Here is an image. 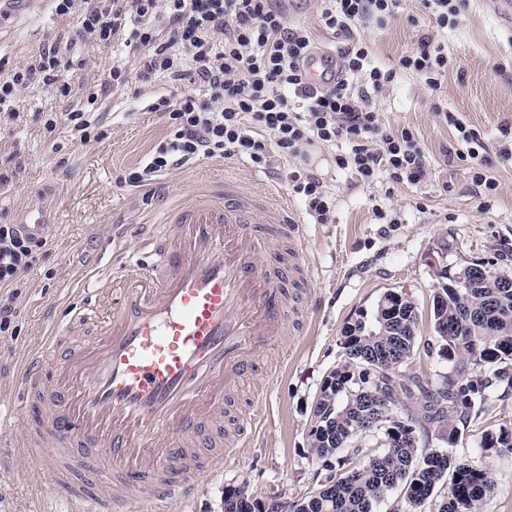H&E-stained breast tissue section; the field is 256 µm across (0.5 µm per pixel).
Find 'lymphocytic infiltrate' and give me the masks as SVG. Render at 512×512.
Masks as SVG:
<instances>
[{
	"instance_id": "obj_1",
	"label": "lymphocytic infiltrate",
	"mask_w": 512,
	"mask_h": 512,
	"mask_svg": "<svg viewBox=\"0 0 512 512\" xmlns=\"http://www.w3.org/2000/svg\"><path fill=\"white\" fill-rule=\"evenodd\" d=\"M56 16L75 19L72 39L41 44L19 62L0 57V124L21 121L24 92L43 85L69 102L67 128L85 145L95 138L99 95L72 86L67 73L76 53L103 52L123 42L133 67L112 65L103 81L124 91L130 74L144 83L165 80L168 93L149 98L150 111L168 119L171 131L125 183L142 187L159 176L202 159L247 157L260 168L271 160L292 161L287 183L314 223L333 221L334 203L322 180L306 167V147L347 143L336 157L340 169L361 182L384 176L416 185L430 174L415 133L386 125L372 98L396 81L415 76L429 93L440 91L453 61L432 32L420 35L397 67L374 63L362 41L340 49L341 76L332 85L311 88L303 65L314 49L310 30L290 25L276 0H53ZM399 0H329L321 12L337 35L372 20L394 17ZM441 122L456 132L460 160L476 163L472 182L480 210L497 188L489 173L478 129L464 125L454 112L439 111ZM48 245L26 235L20 225L0 224V288L22 287Z\"/></svg>"
}]
</instances>
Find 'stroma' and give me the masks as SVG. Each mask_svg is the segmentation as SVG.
<instances>
[{
    "instance_id": "35a3bbf8",
    "label": "stroma",
    "mask_w": 512,
    "mask_h": 512,
    "mask_svg": "<svg viewBox=\"0 0 512 512\" xmlns=\"http://www.w3.org/2000/svg\"><path fill=\"white\" fill-rule=\"evenodd\" d=\"M495 0H471L464 21L437 30L455 66L438 95H430L409 74L373 100L383 121L408 127L418 136L430 163L429 178L417 185L380 178L364 184L339 169L335 158L346 144L313 145L310 166L324 178L336 198L334 219L312 223L298 198L289 194L278 168L260 169L246 157L203 160L163 175L170 192L188 191L200 176L227 170L247 187L273 185L304 224L313 264V290L307 299L301 335L288 338V360L273 379L256 376L241 393L243 406L261 395L269 416L249 447L225 458L224 466L203 475L180 512H224L227 487L247 485L259 512H294L295 506L328 481L359 467L382 449V437L359 436L360 454L348 460H316L310 452L313 410L323 381L345 358L346 325L372 315L385 292L401 291L420 313V335L403 370L434 384L453 369L439 354L440 341L431 320L432 294L440 270L456 271L475 263L512 276V161L496 157L504 132H512V32L502 27ZM322 0H307L291 10L290 22L308 27L320 50L338 51L348 40L333 35L320 21ZM14 33L0 43V56L19 58L22 51L56 38L73 36L75 20L54 15L48 0H27L13 8ZM418 26H411L410 18ZM429 19L421 0H401L398 15L383 25L373 22L353 33L368 43L376 62L397 67L414 47ZM141 82L130 76L124 93L105 94V121L98 140L84 146L68 141L63 122L68 104L51 93L32 91L22 99L24 112H51L59 124L46 132L39 122L0 128V169L12 180L0 193V224H12L19 210L40 204L53 224L48 246L15 299L20 312L13 334L0 335V413L20 420L16 360L39 344L60 317L75 312L80 288L106 274L107 264L92 267L87 279L76 268L91 259L108 225L140 220L153 210L156 194L124 183L154 144L168 132L164 117L146 111ZM451 110L460 121L480 130L497 189L488 211L476 208L472 164L456 155V133L442 123L437 110ZM389 217L380 223L372 208ZM512 429V385L495 380L479 415L471 417L455 448L472 466L493 465L500 489L483 512H512V455L486 460L480 450L490 428ZM39 471L13 433H0V512H61Z\"/></svg>"
}]
</instances>
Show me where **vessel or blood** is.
Returning <instances> with one entry per match:
<instances>
[{
  "label": "vessel or blood",
  "mask_w": 512,
  "mask_h": 512,
  "mask_svg": "<svg viewBox=\"0 0 512 512\" xmlns=\"http://www.w3.org/2000/svg\"><path fill=\"white\" fill-rule=\"evenodd\" d=\"M311 86L336 82L335 57L304 65ZM24 232L42 237L40 207L22 212ZM135 251L107 235L112 304L93 300L55 323L26 357L18 384L21 443L72 512H130L138 500L175 512L200 475L245 447L263 421L229 416L225 404L258 373L256 353L281 347L305 319L311 278L307 236L273 187L235 176L206 177L144 223L127 227ZM105 486L92 495L88 480Z\"/></svg>",
  "instance_id": "vessel-or-blood-1"
}]
</instances>
